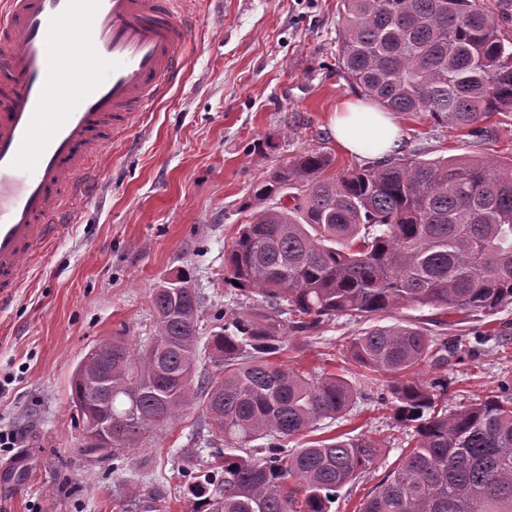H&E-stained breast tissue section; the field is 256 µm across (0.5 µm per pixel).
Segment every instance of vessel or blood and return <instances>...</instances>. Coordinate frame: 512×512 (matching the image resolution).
Returning a JSON list of instances; mask_svg holds the SVG:
<instances>
[{
  "label": "vessel or blood",
  "instance_id": "vessel-or-blood-1",
  "mask_svg": "<svg viewBox=\"0 0 512 512\" xmlns=\"http://www.w3.org/2000/svg\"><path fill=\"white\" fill-rule=\"evenodd\" d=\"M180 0H0V308L182 69Z\"/></svg>",
  "mask_w": 512,
  "mask_h": 512
}]
</instances>
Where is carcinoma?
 Listing matches in <instances>:
<instances>
[{"label":"carcinoma","mask_w":512,"mask_h":512,"mask_svg":"<svg viewBox=\"0 0 512 512\" xmlns=\"http://www.w3.org/2000/svg\"><path fill=\"white\" fill-rule=\"evenodd\" d=\"M338 68L388 112H426L470 135L512 109V39L480 0H343ZM334 158L307 150L254 186V209L224 258V281L251 290L199 336L201 298L180 271L150 296L156 334L133 348L122 337L95 346L71 380L84 430L112 413V449L85 439L90 460L124 461L153 428L198 407L214 464L188 474L195 512H331L336 493L382 451L342 434L302 448L290 440L349 413L357 388L278 362L288 332L339 316L371 320L402 306L493 313L512 305V161L390 157L337 178ZM289 189L295 204L273 200ZM412 325H373L350 344L361 368L392 376L383 399L413 428V446L360 512H512V380L499 394L448 412L441 368L458 352ZM218 372L198 371L202 354ZM112 371V394L91 396L85 376ZM261 444H256V441ZM138 490L124 512H156Z\"/></svg>","instance_id":"carcinoma-1"}]
</instances>
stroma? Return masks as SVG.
I'll return each instance as SVG.
<instances>
[{"label":"stroma","mask_w":512,"mask_h":512,"mask_svg":"<svg viewBox=\"0 0 512 512\" xmlns=\"http://www.w3.org/2000/svg\"><path fill=\"white\" fill-rule=\"evenodd\" d=\"M182 7L192 26L175 84L96 158L102 178L78 203L76 223L0 309V433L14 437L0 446V512H120L132 490L148 484L164 492L161 512H192L184 474L210 459L198 437L201 411L154 429L116 471L80 452L84 427L70 403L72 374L96 343L122 336L141 345L154 336L150 293L178 270L190 273L201 296L200 335L225 305L250 303V293L224 283V250L248 219L253 186L280 165L308 149L331 153L335 175L365 164L342 152L331 131L337 102L352 92L336 57L341 0H183ZM396 119L399 156L512 161V110L493 113L476 136L425 112ZM378 322L415 324L450 339L506 334V346L449 357V409L512 378V306L459 313L445 327L432 309L414 306ZM369 326L337 317L288 335L279 358L303 373H343L361 394L350 413L318 423L308 439L344 433L385 444L375 467L339 491L332 512H355L410 440L390 403L377 398L387 375L348 360L350 339Z\"/></svg>","instance_id":"1"}]
</instances>
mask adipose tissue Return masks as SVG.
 Wrapping results in <instances>:
<instances>
[{"label":"adipose tissue","instance_id":"ef3b65f1","mask_svg":"<svg viewBox=\"0 0 512 512\" xmlns=\"http://www.w3.org/2000/svg\"><path fill=\"white\" fill-rule=\"evenodd\" d=\"M337 144L349 154L379 160L396 152L401 129L390 113L359 99L340 101L331 119Z\"/></svg>","mask_w":512,"mask_h":512}]
</instances>
